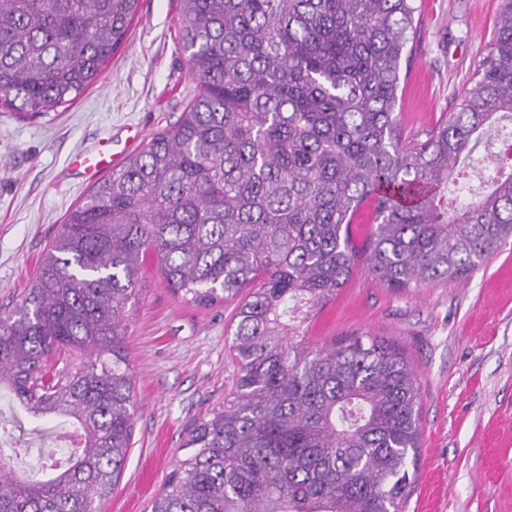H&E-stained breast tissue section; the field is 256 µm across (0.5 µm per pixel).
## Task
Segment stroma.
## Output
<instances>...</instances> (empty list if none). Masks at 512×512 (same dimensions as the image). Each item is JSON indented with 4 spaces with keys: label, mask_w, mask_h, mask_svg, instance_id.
Listing matches in <instances>:
<instances>
[{
    "label": "stroma",
    "mask_w": 512,
    "mask_h": 512,
    "mask_svg": "<svg viewBox=\"0 0 512 512\" xmlns=\"http://www.w3.org/2000/svg\"><path fill=\"white\" fill-rule=\"evenodd\" d=\"M419 29L401 83V130L423 134L471 85L500 0H413ZM178 0H141L103 76L71 104L43 115L0 106V313L29 288L41 255L91 185L72 156L111 141L119 162L176 124L196 84L182 49ZM236 307H201L168 287L149 261L125 319L135 373L133 446L100 512H145L192 426L222 404L235 368L225 345ZM349 332L395 342L420 383V448L403 512H512V243L462 280L399 291L358 269L313 322L308 341ZM0 423L28 446L26 474L44 478L69 450L60 418L28 414L0 392Z\"/></svg>",
    "instance_id": "stroma-1"
}]
</instances>
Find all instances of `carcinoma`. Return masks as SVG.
<instances>
[{"instance_id": "obj_1", "label": "carcinoma", "mask_w": 512, "mask_h": 512, "mask_svg": "<svg viewBox=\"0 0 512 512\" xmlns=\"http://www.w3.org/2000/svg\"><path fill=\"white\" fill-rule=\"evenodd\" d=\"M139 0H0V104L75 101L124 41ZM198 92L174 127L98 181L65 218L12 311L0 389L73 419L52 476L0 465V512H95L132 447L124 312L155 259L199 306L240 299L224 405L190 431L148 512H398L419 448L420 384L405 354L351 332L303 336L364 266L408 291L464 278L512 239V0L454 110L402 136L412 0H179ZM372 200L373 227L350 224ZM373 220V205L368 202L361 207L354 216V224L351 227V233L354 243L357 247L363 245L365 239L368 237L372 227Z\"/></svg>"}]
</instances>
